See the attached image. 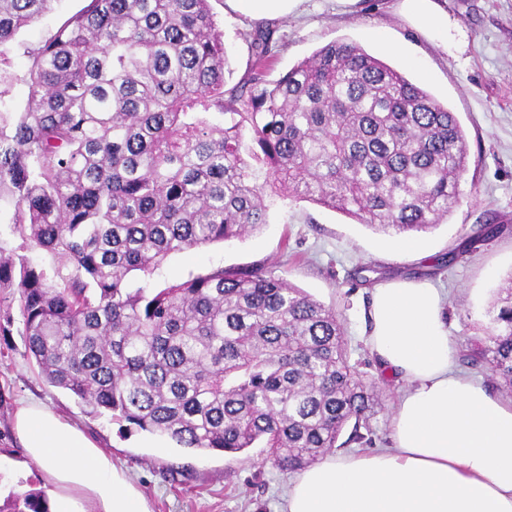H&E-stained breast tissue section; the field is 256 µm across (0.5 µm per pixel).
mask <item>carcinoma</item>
<instances>
[{
    "instance_id": "1",
    "label": "carcinoma",
    "mask_w": 512,
    "mask_h": 512,
    "mask_svg": "<svg viewBox=\"0 0 512 512\" xmlns=\"http://www.w3.org/2000/svg\"><path fill=\"white\" fill-rule=\"evenodd\" d=\"M59 0H0V62ZM210 0H88L36 49L19 112L0 111V318L18 310L53 387L182 448L257 443L288 470L372 443L382 391L350 362L336 311L264 268L136 286L166 260L241 239L279 200L419 235L447 220L467 170L453 112L360 45L334 41L273 83V33L249 34L243 81ZM507 224L463 241L470 253ZM37 248L51 258L34 262ZM468 364L512 390V278ZM14 512H49L46 496Z\"/></svg>"
}]
</instances>
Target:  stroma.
Returning a JSON list of instances; mask_svg holds the SVG:
<instances>
[{"label": "stroma", "mask_w": 512, "mask_h": 512, "mask_svg": "<svg viewBox=\"0 0 512 512\" xmlns=\"http://www.w3.org/2000/svg\"><path fill=\"white\" fill-rule=\"evenodd\" d=\"M84 5L85 0H59L52 13L21 30L19 46L9 52L11 72L22 75L24 48H38L59 22ZM211 7L224 33L233 85L247 75L251 48L244 36L257 22L232 11L225 0H211ZM444 7L466 33L460 49H444L402 12L401 0H360L355 11L346 13L334 0H306L300 14L266 23L280 46L267 80H277L331 42L353 41L455 113L468 142L467 172L452 215L421 236L426 258L395 252L393 237L343 213L291 198L279 202L269 224L246 238L171 256L153 284L220 266L265 267L336 310L351 363L376 379L382 368L364 336L371 289L356 283L357 269L371 266L382 283L416 280L444 288L449 332L459 349L467 350L512 274L508 231L454 263L446 261L477 227L512 222V0H445ZM20 330L15 321L9 335H0V507L5 512L16 495L52 492L12 430L15 411L33 400L79 424L143 491L153 512H280L295 473L266 462L264 448L199 452L120 427L109 415L87 414L71 395L45 381ZM404 386L396 378L384 387L370 419L374 447L391 444L393 408Z\"/></svg>", "instance_id": "1"}]
</instances>
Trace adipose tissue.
I'll return each mask as SVG.
<instances>
[{"label": "adipose tissue", "instance_id": "adipose-tissue-1", "mask_svg": "<svg viewBox=\"0 0 512 512\" xmlns=\"http://www.w3.org/2000/svg\"><path fill=\"white\" fill-rule=\"evenodd\" d=\"M402 9L454 41L458 25L439 0H402ZM369 317L368 346L409 384L393 411V442L305 468L283 512H512V397L458 370L445 295L427 281L385 282L370 296ZM14 429L55 490L53 512H151L126 472L41 402L21 406Z\"/></svg>", "mask_w": 512, "mask_h": 512}]
</instances>
